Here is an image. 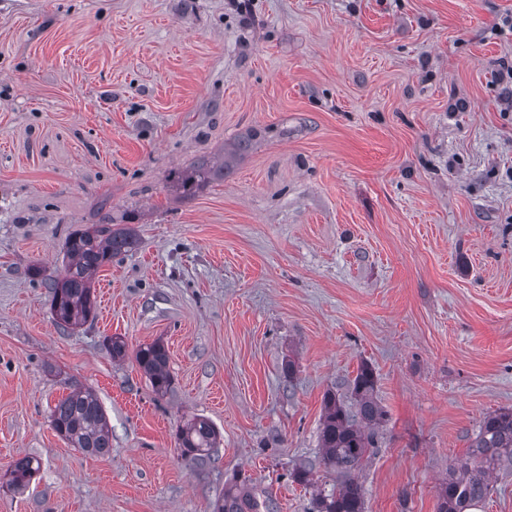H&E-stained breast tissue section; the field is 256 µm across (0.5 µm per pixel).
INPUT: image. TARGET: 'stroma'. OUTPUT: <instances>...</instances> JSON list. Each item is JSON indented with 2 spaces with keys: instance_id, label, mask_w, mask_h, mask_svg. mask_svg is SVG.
I'll return each mask as SVG.
<instances>
[{
  "instance_id": "obj_1",
  "label": "stroma",
  "mask_w": 512,
  "mask_h": 512,
  "mask_svg": "<svg viewBox=\"0 0 512 512\" xmlns=\"http://www.w3.org/2000/svg\"><path fill=\"white\" fill-rule=\"evenodd\" d=\"M512 0H0V512H279L336 489L323 399L386 417L366 512H437L512 409ZM194 196L173 181L201 159ZM137 247L63 330L44 274L93 224ZM126 344L113 359L110 338ZM162 341L170 391L136 350ZM293 372H286V365ZM92 389L112 450L51 426ZM219 438L183 456L191 418ZM40 468L10 484L13 458ZM315 463V483L294 481ZM277 504L267 499L259 502L249 491L239 490L224 495V501L217 504V512H275ZM262 509V510H261Z\"/></svg>"
}]
</instances>
